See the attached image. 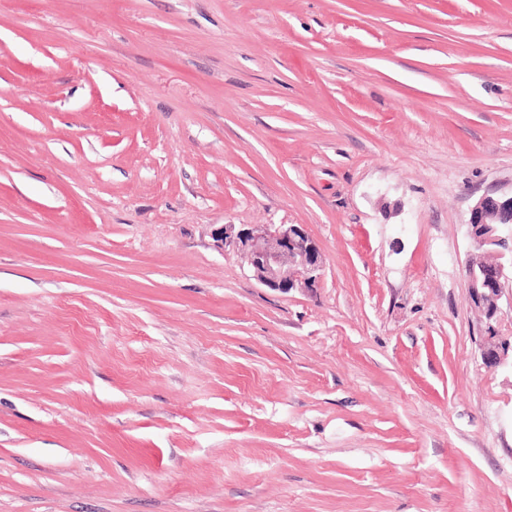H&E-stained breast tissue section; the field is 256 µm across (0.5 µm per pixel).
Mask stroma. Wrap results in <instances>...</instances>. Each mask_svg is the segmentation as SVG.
<instances>
[{"mask_svg":"<svg viewBox=\"0 0 512 512\" xmlns=\"http://www.w3.org/2000/svg\"><path fill=\"white\" fill-rule=\"evenodd\" d=\"M510 191L512 0H0V512H512ZM512 224V191L506 194H486L480 197L470 211L467 235L476 248L493 247L491 251L498 260L487 266L468 262L464 267L471 303L477 304L487 321L496 319L503 311L502 300L506 289L510 290L509 303L512 306V235L505 236L502 227ZM502 246V247H500ZM507 259L510 274L504 262ZM218 247H238L253 278L266 288L287 293L293 288H316L324 253L301 224H266L236 231L234 224L214 230ZM489 327H491V331H487L484 337V342L482 346V357L486 363H492L493 367H501L510 364L512 369V356H510V361L508 358V351L511 350V343L500 336L497 328L489 323ZM506 344V348L502 346V344Z\"/></svg>","mask_w":512,"mask_h":512,"instance_id":"1","label":"stroma"}]
</instances>
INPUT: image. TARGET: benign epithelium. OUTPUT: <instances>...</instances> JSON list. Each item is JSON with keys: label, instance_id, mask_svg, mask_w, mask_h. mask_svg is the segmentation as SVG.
Here are the masks:
<instances>
[{"label": "benign epithelium", "instance_id": "obj_1", "mask_svg": "<svg viewBox=\"0 0 512 512\" xmlns=\"http://www.w3.org/2000/svg\"><path fill=\"white\" fill-rule=\"evenodd\" d=\"M512 224V195L486 194L470 211L467 235L475 247H490L498 260L487 266L468 262L464 278L472 304L491 321L503 311L502 300L512 304V246L502 227ZM217 246L234 245L244 254L253 278L266 288L286 293L294 288L311 289L318 284L324 267V253L300 224H266L236 229L224 224L214 230ZM496 327L484 337L482 357L495 367L512 365L511 347Z\"/></svg>", "mask_w": 512, "mask_h": 512}]
</instances>
